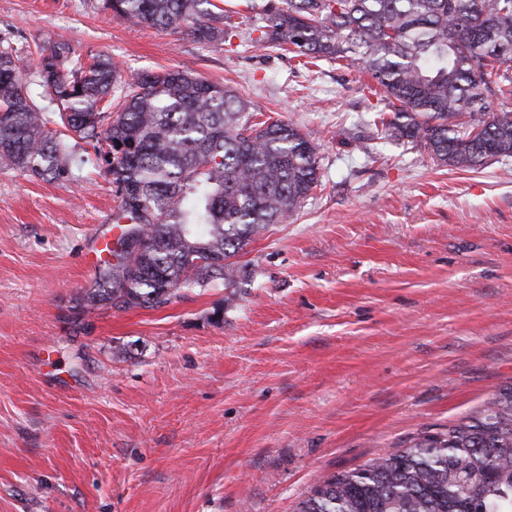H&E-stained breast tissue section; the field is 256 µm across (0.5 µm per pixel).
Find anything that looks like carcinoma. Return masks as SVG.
I'll list each match as a JSON object with an SVG mask.
<instances>
[{
  "mask_svg": "<svg viewBox=\"0 0 512 512\" xmlns=\"http://www.w3.org/2000/svg\"><path fill=\"white\" fill-rule=\"evenodd\" d=\"M135 25L185 23L208 43L237 35L212 0H100ZM260 46L306 67L357 63L374 85L383 138L439 165L512 156V0H267ZM39 96L57 104L42 111ZM115 105V112L104 107ZM78 142L70 143L71 135ZM95 163L111 178L112 223L140 247H107L81 313L155 308L182 288L233 283L231 258L285 222L320 183L317 148L293 123L257 121L232 89L182 70L130 79L101 54L37 48L24 75L0 38V165L69 181ZM296 512H512V381L445 430L324 480Z\"/></svg>",
  "mask_w": 512,
  "mask_h": 512,
  "instance_id": "obj_1",
  "label": "carcinoma"
}]
</instances>
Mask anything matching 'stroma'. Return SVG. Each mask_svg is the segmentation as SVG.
<instances>
[{"instance_id":"35a3bbf8","label":"stroma","mask_w":512,"mask_h":512,"mask_svg":"<svg viewBox=\"0 0 512 512\" xmlns=\"http://www.w3.org/2000/svg\"><path fill=\"white\" fill-rule=\"evenodd\" d=\"M134 26L99 0H0V37L230 86L317 147L320 184L236 280L77 316L114 187L0 167V512H295L331 475L512 380V157L381 139L357 65Z\"/></svg>"}]
</instances>
